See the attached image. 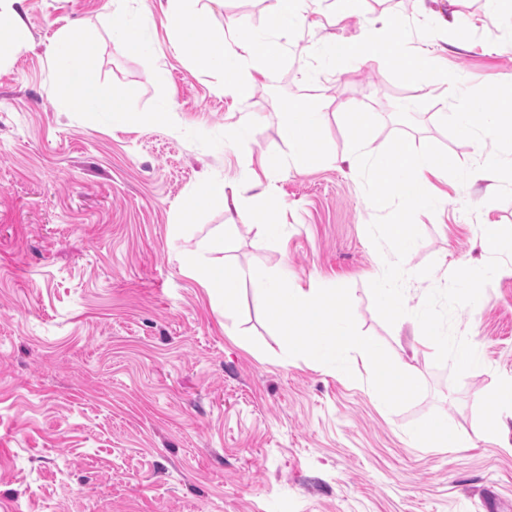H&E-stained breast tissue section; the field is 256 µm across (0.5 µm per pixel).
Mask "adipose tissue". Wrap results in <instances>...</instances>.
<instances>
[{"label":"adipose tissue","instance_id":"1","mask_svg":"<svg viewBox=\"0 0 512 512\" xmlns=\"http://www.w3.org/2000/svg\"><path fill=\"white\" fill-rule=\"evenodd\" d=\"M199 0H167L170 24L176 33L177 46L193 50L196 67L216 72L224 77V90L243 97L265 75L268 63L277 56L274 33L288 31L304 25L313 6L322 0H269L266 25L246 37L223 40L220 46L204 42L201 32L209 25V18L198 6ZM54 62L68 79L67 104L71 110L94 112L102 123L120 127L125 117L135 111L136 101L130 96L104 97L95 90L98 65L94 36L87 32L76 33L64 28L55 38ZM324 112L319 107H303L285 113L280 132L287 141L291 156L299 167H306L317 160L310 148L323 123ZM250 182L240 185L207 183L195 197L196 207L212 202H223L225 208L241 212L247 209L263 210L273 205L267 191L251 193ZM375 291L385 308L394 310L398 329L416 328L430 320L425 305L408 306L403 289L393 287L384 279H376Z\"/></svg>","mask_w":512,"mask_h":512}]
</instances>
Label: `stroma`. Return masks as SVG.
I'll return each mask as SVG.
<instances>
[{"mask_svg":"<svg viewBox=\"0 0 512 512\" xmlns=\"http://www.w3.org/2000/svg\"><path fill=\"white\" fill-rule=\"evenodd\" d=\"M23 43L0 48V512H512V415L482 398L512 378V201L491 200L484 181L436 179L444 211H420L421 240L399 280L439 331L475 345L478 366L411 350L373 291L383 261L367 227L377 215L343 121L351 108L379 122L369 149L399 133L433 143L458 164L479 159L448 134L437 92L396 81L386 65L320 71L306 81L316 44H352L387 16L430 21L441 34L409 39L441 51L466 88L512 80V24H482L480 0H363L341 18L323 0L313 22L276 34L280 55L242 100L219 91L218 74L175 52L159 0H124L154 45L144 61L111 35L110 0H18ZM266 0H224L205 36L220 42L263 27ZM466 26L472 39L449 36ZM69 27L98 43L96 87L135 97L122 128L73 112L53 61ZM170 112L154 117L159 102ZM327 107L319 149L330 162L297 168L280 134L284 113ZM249 141L223 140L241 114ZM250 179L270 189L281 232L245 225L221 202L193 208L207 182ZM180 235H172L174 218ZM498 225L486 242L483 224ZM232 225L224 256L262 264L308 286L349 287L358 329L393 361H405L423 393L391 410L370 384L295 357L266 323L251 284L241 313L212 305L182 271L186 250ZM498 268L480 283V307L458 286L467 272ZM447 425L419 447L412 434ZM466 434L457 447L453 436Z\"/></svg>","mask_w":512,"mask_h":512,"instance_id":"stroma-1","label":"stroma"}]
</instances>
